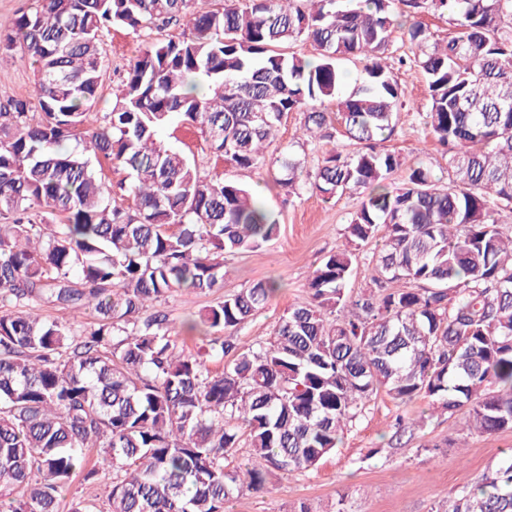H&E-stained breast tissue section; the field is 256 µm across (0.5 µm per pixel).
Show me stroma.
I'll return each mask as SVG.
<instances>
[{"label": "stroma", "instance_id": "1", "mask_svg": "<svg viewBox=\"0 0 512 512\" xmlns=\"http://www.w3.org/2000/svg\"><path fill=\"white\" fill-rule=\"evenodd\" d=\"M140 38L121 28H113L105 39L104 82L94 110L111 111L112 90L138 55ZM402 88V105L391 138L381 142L383 150L399 155L403 168L393 182H400L406 167L421 165L433 176L447 177L448 156L427 134L423 115L428 107L425 86L416 69L394 66ZM302 116L290 113L267 149L266 166L261 170L235 169L206 160L207 146L199 130L172 121L162 130L161 140L195 156L201 172L210 178H226L259 191L274 212L280 232L260 248L224 258L227 274L222 291L202 294L192 290L173 293L164 308L170 319L182 323L199 318L211 305L240 288L270 277L280 280L278 293L244 323L236 336L240 343L266 345L289 308L307 299L306 284L318 261L343 247L345 228L360 199L344 194L323 200L307 180L321 156L332 149L353 151L344 139L312 140L300 132ZM294 155L304 163L306 177L295 192L269 183V170L277 169L280 158ZM421 418L418 426L397 433V415ZM458 438L455 420L434 416L426 399L396 404L380 392L368 402L362 414L344 433L336 451L308 471L273 472L268 481L272 492L243 490L228 503L227 512H445L447 500L458 487L476 484L505 454L512 453V431L472 434L464 448L455 447ZM98 449H89L83 469L70 477L58 500V512H72L75 503L91 512H107L109 478L90 480L86 472L101 467Z\"/></svg>", "mask_w": 512, "mask_h": 512}]
</instances>
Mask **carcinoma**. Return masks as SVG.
I'll use <instances>...</instances> for the list:
<instances>
[{
    "label": "carcinoma",
    "instance_id": "carcinoma-1",
    "mask_svg": "<svg viewBox=\"0 0 512 512\" xmlns=\"http://www.w3.org/2000/svg\"><path fill=\"white\" fill-rule=\"evenodd\" d=\"M425 11L453 25L448 39L404 21ZM182 24L177 39L152 37ZM114 26L146 41L100 117ZM299 37L312 56L281 50ZM404 41L420 49L424 125L449 178L411 167L392 188L402 163L377 142L394 131L402 90L386 60ZM5 55L36 73L33 95L0 99V487L23 490L7 512H56L90 448L116 465L108 512H225L274 471L315 468L381 390L427 398L469 434L512 429V233L486 206L492 194L512 210V0H33L0 29ZM348 58L361 70L345 92ZM291 112L305 132L361 145L325 153L311 182L326 201L362 195L348 247L320 260L268 345L235 336L278 289L260 280L200 316L224 338L179 351L154 304L224 287V255L279 224L160 132L177 117L215 161L260 169ZM111 172L126 173V207ZM301 176L291 156L274 174L288 189ZM377 238L376 288L353 297L357 251ZM42 303L90 307L96 322L79 335ZM445 512H512V455Z\"/></svg>",
    "mask_w": 512,
    "mask_h": 512
}]
</instances>
